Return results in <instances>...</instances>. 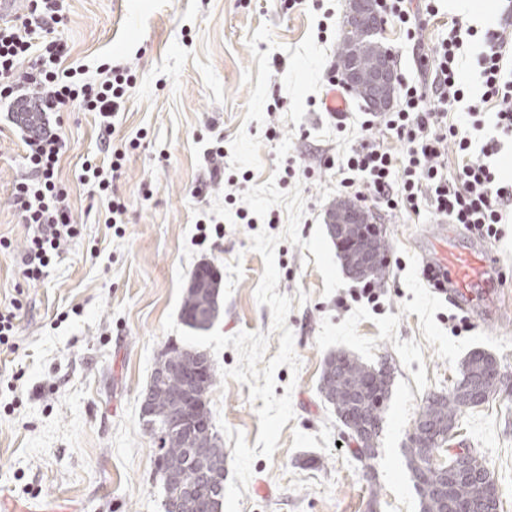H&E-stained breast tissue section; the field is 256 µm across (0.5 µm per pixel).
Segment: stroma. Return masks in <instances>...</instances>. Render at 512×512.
Returning a JSON list of instances; mask_svg holds the SVG:
<instances>
[{"mask_svg":"<svg viewBox=\"0 0 512 512\" xmlns=\"http://www.w3.org/2000/svg\"><path fill=\"white\" fill-rule=\"evenodd\" d=\"M347 0H70L55 36L71 62L96 69L107 58L128 64L136 82L114 120V146L125 148L114 190L126 203L120 228L108 225L107 203L79 176L99 144L95 113L69 106L60 114L71 149L61 177L71 188L72 219L82 234L55 257L43 280L24 282L20 255L27 230L11 204L25 173L23 130L0 103V300L23 289L14 351L0 352V512H164L154 475L157 447L140 419L141 395L164 350L181 338L162 329L172 307L177 269L211 264L220 274L215 329L231 336L269 334L268 356L280 343L269 306L255 297L264 270L251 248L259 231L283 233L284 207L253 217L241 195L274 180L301 188V244L276 248L277 293L292 299L287 325L299 372L281 366L275 396L291 394L293 419L272 457H256L241 512H420L403 450L428 394L444 393L475 349L512 372V211L487 245L491 271L505 285L495 317L461 312L422 276L424 255L443 226L464 240L463 225L428 213L377 206L389 244L387 281L376 302L356 298L360 284L325 294L313 254L303 249L316 225L345 192L336 164L357 141L366 109L347 99V129L323 101V73L335 64ZM415 38L384 19L382 42L398 73L418 80L417 58L434 54L452 19L478 34L494 23L500 0L481 9L435 0ZM137 149H129L131 139ZM222 139L224 179L210 177L204 151ZM221 225V235L201 236ZM344 350L369 365L389 363L391 393L372 462L363 475L354 443L319 393L324 363ZM248 384L217 383L208 396L212 420L259 434ZM478 449L512 512V396L464 411L448 443Z\"/></svg>","mask_w":512,"mask_h":512,"instance_id":"1","label":"stroma"}]
</instances>
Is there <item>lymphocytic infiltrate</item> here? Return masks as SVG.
<instances>
[{
  "instance_id": "lymphocytic-infiltrate-1",
  "label": "lymphocytic infiltrate",
  "mask_w": 512,
  "mask_h": 512,
  "mask_svg": "<svg viewBox=\"0 0 512 512\" xmlns=\"http://www.w3.org/2000/svg\"><path fill=\"white\" fill-rule=\"evenodd\" d=\"M67 11L68 0H26L17 20L0 25V98L18 114L30 102L42 113L70 105L111 118L120 111L135 75L121 63H101L91 76L81 67H63L66 46L53 32L65 22ZM461 29L460 22H453L436 60L420 56L421 70H434L433 80L420 85L401 81L402 105L384 119L406 148L403 163H396L388 148L372 140V123L364 121L360 144L342 166L340 185L367 193L388 209L445 215L477 234L490 235L502 222L504 209L512 206V182L500 180L485 164L469 161V133L479 130L480 107L489 104L496 110L498 136L482 146V154L494 155L500 138L512 139V73L506 70L512 37L502 28L486 29L466 70L458 55ZM473 81L482 89L478 104L468 106L466 122L449 121ZM24 144L29 173L16 181L12 202L28 229L22 275L33 283L46 276L53 257L80 237L81 228L71 221L70 193L59 176L69 150L66 137L44 122ZM452 145L462 157L453 175L445 160ZM125 157V151L105 140L98 156L82 163L84 184L108 196V210L116 218L126 211L125 203L112 194Z\"/></svg>"
}]
</instances>
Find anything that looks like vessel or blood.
I'll list each match as a JSON object with an SVG mask.
<instances>
[{"mask_svg":"<svg viewBox=\"0 0 512 512\" xmlns=\"http://www.w3.org/2000/svg\"><path fill=\"white\" fill-rule=\"evenodd\" d=\"M434 265L441 274L450 300L462 308H470L472 289L483 286L492 259L490 250L480 243L457 244L450 234H442L433 246Z\"/></svg>","mask_w":512,"mask_h":512,"instance_id":"b4317fda","label":"vessel or blood"}]
</instances>
